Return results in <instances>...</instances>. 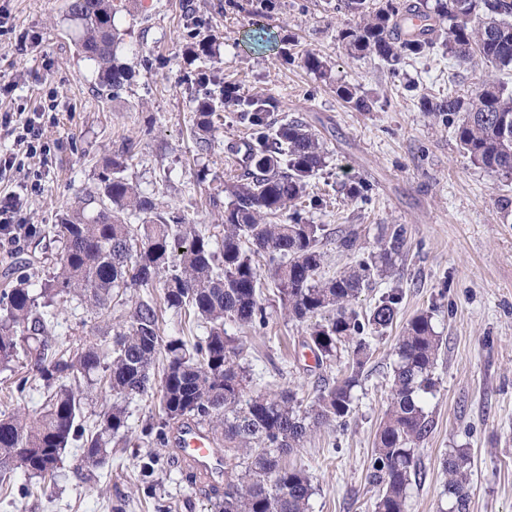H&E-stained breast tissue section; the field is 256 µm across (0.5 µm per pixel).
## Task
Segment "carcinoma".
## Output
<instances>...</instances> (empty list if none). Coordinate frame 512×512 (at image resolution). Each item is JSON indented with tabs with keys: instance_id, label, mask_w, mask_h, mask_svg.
<instances>
[{
	"instance_id": "carcinoma-1",
	"label": "carcinoma",
	"mask_w": 512,
	"mask_h": 512,
	"mask_svg": "<svg viewBox=\"0 0 512 512\" xmlns=\"http://www.w3.org/2000/svg\"><path fill=\"white\" fill-rule=\"evenodd\" d=\"M131 0H69V18L82 28L77 55L98 69L103 94H117L129 80L116 51L122 41L117 13ZM356 19L342 31L350 54L388 66L440 50L459 67L480 61L494 70L468 99L448 94L425 99L435 120L456 118L455 137L471 163L512 181V86L498 75L512 71V0H338ZM193 136L212 148L222 109L232 110L249 133L246 170L224 182V222L211 233L185 215L160 205L130 182L124 162L112 160L110 174L79 198L49 227L0 225V240L18 244L52 236L54 263L28 258L10 266L0 290V370L25 359L33 374L14 381L23 394L36 380L44 402L38 414L0 413V493L12 492L10 478L52 479L67 446L78 443L82 461L98 463L108 441L127 428L128 405L156 390L155 418L142 427L147 439L168 443L177 426H207L224 447V499L217 512H309L314 487L306 471L283 458L302 447L317 427L342 424L353 411V389L370 358L365 329L379 335L393 326L402 291L383 295L362 319L354 304L374 273L392 266L406 243L403 224L387 228L380 252L326 281L325 225L301 217L303 203L323 199L309 192L326 165L323 143L298 118L272 119L276 105L262 95L242 96L227 83L219 94L198 79ZM338 95L358 112L373 101L340 86ZM265 261L275 296L288 316L315 320L310 349L319 362L349 353L347 374L305 407L291 390L252 392L250 375L238 361L226 325L264 329L259 261ZM158 288L163 306L194 315L205 335L188 339L160 334L157 304L141 302L104 344L57 349L49 341L58 308L77 300L105 315L115 294ZM330 313L324 320L317 317ZM427 312L402 327L396 346L391 401L374 438L370 480L379 486L374 512H404L409 487L419 481L416 448L431 429L425 395L434 391L433 370L440 336ZM33 339L31 349L24 342ZM97 375L114 402L88 431L82 420L80 379ZM470 458L459 448L444 459V493L449 512H469Z\"/></svg>"
}]
</instances>
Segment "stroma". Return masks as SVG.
Segmentation results:
<instances>
[{
	"instance_id": "1",
	"label": "stroma",
	"mask_w": 512,
	"mask_h": 512,
	"mask_svg": "<svg viewBox=\"0 0 512 512\" xmlns=\"http://www.w3.org/2000/svg\"><path fill=\"white\" fill-rule=\"evenodd\" d=\"M256 3L137 0L115 16L124 33L117 55L132 78L106 98L95 66L76 55L81 31L67 15V0H0V114L33 112L48 99L57 104L42 121L50 153L41 193L25 201L26 221L55 224L119 157L129 181L193 223L214 227L223 215L224 181L244 167L248 135L228 117L213 149L200 150L191 132L194 79L207 72L236 84L241 95L272 98L276 117L301 118L328 152L315 178L325 202L303 214L329 233L322 278L379 252L388 225L407 229L392 267L374 276L355 305L365 313L383 293L403 291L396 325L370 341L353 412L344 426L314 431L293 455L316 489L310 512H373V441L387 409L396 343L403 324L426 311L441 346L436 391L425 403L432 429L416 451L423 479L411 486L405 510L448 508L442 461L464 448L471 458L469 512H512V186L474 166L453 125L434 123L421 105L450 91L470 95L485 68L459 69L430 55L392 70L349 56L341 32L354 20L337 11V0H270L261 12ZM196 41L209 55L194 52ZM306 50L326 62L325 76L304 67ZM341 84L371 98L373 110L356 111L339 98ZM353 181L366 185L365 195L346 193ZM351 231L359 248L342 251L338 241ZM266 306L263 332L227 327L242 347L252 387L290 388L311 401L346 373L349 356L317 363L308 323L290 320L276 297ZM112 334L107 321L74 302L51 331L63 347ZM151 410L130 404L127 438L112 441L99 464L82 462L68 445L56 482L0 498V512H216L223 490L189 484L173 446L143 442Z\"/></svg>"
}]
</instances>
